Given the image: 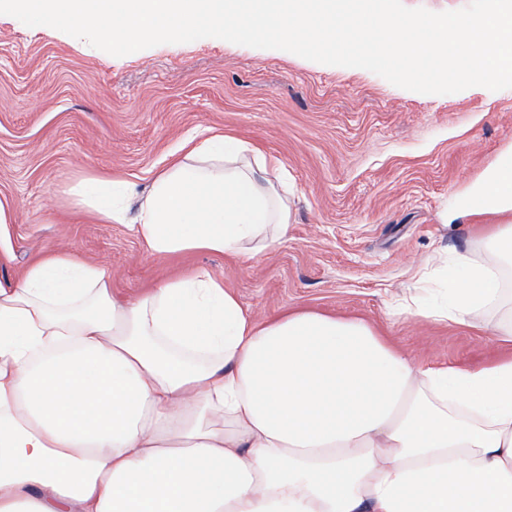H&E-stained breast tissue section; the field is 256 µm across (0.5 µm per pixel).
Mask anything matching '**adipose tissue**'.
Returning a JSON list of instances; mask_svg holds the SVG:
<instances>
[{"label":"adipose tissue","instance_id":"adipose-tissue-1","mask_svg":"<svg viewBox=\"0 0 512 512\" xmlns=\"http://www.w3.org/2000/svg\"><path fill=\"white\" fill-rule=\"evenodd\" d=\"M264 168L213 136L142 194H69L153 256L247 254L290 220ZM474 210L512 214V150L443 221ZM441 277L394 315L512 343V224ZM0 512H512V359L422 367L360 321L261 324L205 269L120 301L52 253L0 283Z\"/></svg>","mask_w":512,"mask_h":512}]
</instances>
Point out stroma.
Segmentation results:
<instances>
[{"label": "stroma", "mask_w": 512, "mask_h": 512, "mask_svg": "<svg viewBox=\"0 0 512 512\" xmlns=\"http://www.w3.org/2000/svg\"><path fill=\"white\" fill-rule=\"evenodd\" d=\"M247 144L292 184L286 234L253 256L148 253L67 190L87 177L138 189L202 131ZM512 148V88L445 94L396 87L362 68L217 38L112 56L49 26L0 15V199L15 211L13 258L79 254L125 300L205 268L260 323L316 311L369 324L423 365L475 369L512 357L481 324L392 315L441 257L491 235L500 215L445 224L448 203Z\"/></svg>", "instance_id": "1"}]
</instances>
